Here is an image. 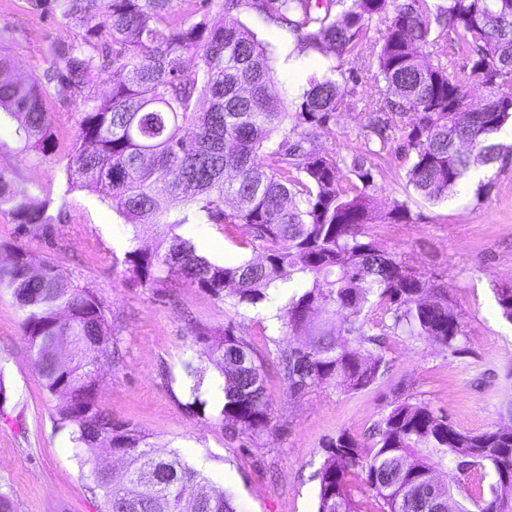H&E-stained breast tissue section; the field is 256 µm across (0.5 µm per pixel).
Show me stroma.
<instances>
[{
	"mask_svg": "<svg viewBox=\"0 0 512 512\" xmlns=\"http://www.w3.org/2000/svg\"><path fill=\"white\" fill-rule=\"evenodd\" d=\"M244 21L266 46L282 100L298 99L323 54L300 51L295 35L275 22L251 14ZM66 35L65 25L28 13L25 0H0V52L13 57L18 78L42 70L52 43ZM49 108L69 117L57 127L49 155L38 163L19 153L16 123L9 119L0 122V141L9 147L0 165L28 187L33 200L50 188L49 213L59 235L49 242L19 236L10 215L0 211V244L25 248L37 262L52 259L68 283L94 289L118 345L117 359L100 373L99 403L116 423L150 434L159 451L176 449L202 465L216 485L234 494L241 512H315L326 444L342 432L367 441L398 391L443 411L462 431L478 433L512 420V322L501 316L494 294L495 287L512 284V154L476 166L448 200L433 204L408 184L404 161L391 146L371 190L379 210L396 200L408 205L410 223L374 224L370 231L406 265L448 289L464 325L466 354L454 357L393 336L387 341L389 370L374 385L351 393L332 385L298 397L287 396L275 364H267L275 418L269 433L251 439L226 434L217 419L215 369L205 376V412L187 411L185 365L197 360L191 336L196 328L230 323L258 354L274 353L281 323L269 313L298 293L301 280L275 289L265 305L239 308L193 286L163 294L131 287L118 259L130 237L154 247L157 229L122 224L97 195L68 189L63 167L78 103L56 93ZM362 124L360 110L341 113L335 140L319 138L313 147L351 158L365 149ZM22 317L10 289L0 285V379L8 391L0 406V490L17 512H99L100 500L88 490L68 433L54 428L57 400L42 386Z\"/></svg>",
	"mask_w": 512,
	"mask_h": 512,
	"instance_id": "stroma-1",
	"label": "stroma"
}]
</instances>
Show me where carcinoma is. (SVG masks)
<instances>
[{
  "label": "carcinoma",
  "mask_w": 512,
  "mask_h": 512,
  "mask_svg": "<svg viewBox=\"0 0 512 512\" xmlns=\"http://www.w3.org/2000/svg\"><path fill=\"white\" fill-rule=\"evenodd\" d=\"M88 0H26L42 17L60 11L71 34L55 43L42 72L15 80L13 59L0 52V114L16 121L23 149L46 156L58 118L52 92L80 101L66 164L69 189L110 203L133 229L122 264L128 280L153 294L177 285L208 292L230 306H255L268 291L306 279L279 309L283 338L303 350L281 351L290 397L335 384L364 390L388 362L384 336H406L452 355L466 348L464 325L448 291L384 248L370 224H408L407 204L376 214L370 187L375 159L394 139L407 182L439 203L463 175L507 153L495 135L512 126V0H205L169 21L170 0H104L102 21L84 23ZM222 15L211 24L210 15ZM252 13L288 27L301 50L328 63L307 77L294 110L285 107L264 45L244 22ZM377 36L371 37V29ZM370 44L376 72L363 83L355 65ZM469 72L448 67V50ZM110 74L112 91L94 84ZM485 89L482 107L456 118L467 82ZM362 107L365 157L320 154L311 140L336 139L340 113ZM358 183L342 185L341 167ZM27 191L0 169V206H10L18 233L52 240L57 225ZM160 227L155 247L137 244L138 224ZM239 231L260 255L226 264L201 255L178 233L184 224ZM0 283L24 311L22 333L36 354L44 389L59 398L55 428L83 454L99 512H239L233 494L213 485L177 450L159 453L148 435L117 424L97 404L98 369L112 355V322L90 286L68 288L51 261L33 270L29 255L9 248ZM512 322V286L495 289ZM381 308L390 322L370 313ZM201 362L222 377L217 418L232 435L256 438L272 423L262 358L228 324L194 334ZM192 402L202 400L204 369L188 363ZM110 445L124 461L121 476L97 463ZM480 471L488 489L435 482L437 467ZM316 512H361L358 480L379 512H504L512 504V425L460 431L424 402L391 404L370 445L341 432L326 446L318 473Z\"/></svg>",
  "instance_id": "1"
}]
</instances>
